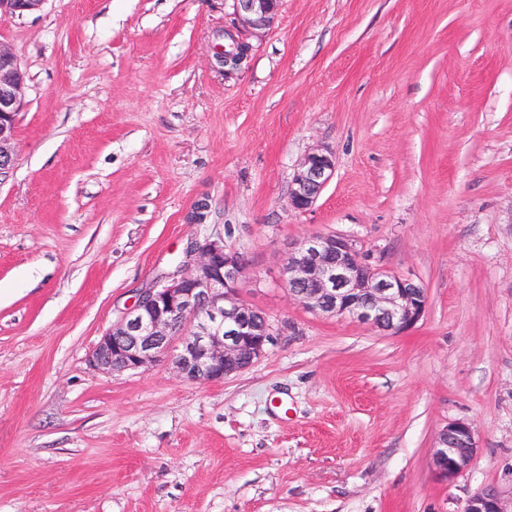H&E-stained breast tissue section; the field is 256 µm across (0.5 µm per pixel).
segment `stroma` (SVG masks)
<instances>
[{
  "mask_svg": "<svg viewBox=\"0 0 512 512\" xmlns=\"http://www.w3.org/2000/svg\"><path fill=\"white\" fill-rule=\"evenodd\" d=\"M230 0H45L0 20L26 74L0 178V512H512V0H283L246 66ZM336 171L289 205L312 149ZM207 199L205 223L187 214ZM342 233L427 291L399 335L288 298ZM211 236L286 324L221 383L107 374L95 344ZM477 452L451 482L448 423ZM224 47L220 56L224 73L232 70H237L248 59L251 51V45L240 39L239 36L232 30H224ZM477 450L472 426L464 421L448 423L438 434L432 450L431 465L435 476L449 482L468 468ZM464 512H507L494 488H486L474 494L467 502Z\"/></svg>",
  "mask_w": 512,
  "mask_h": 512,
  "instance_id": "1",
  "label": "stroma"
}]
</instances>
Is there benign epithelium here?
<instances>
[{"mask_svg":"<svg viewBox=\"0 0 512 512\" xmlns=\"http://www.w3.org/2000/svg\"><path fill=\"white\" fill-rule=\"evenodd\" d=\"M45 0H0V18L38 11ZM243 25L265 30L278 18L281 0H232ZM220 53L224 72L248 59L251 45L232 30L223 33ZM25 75L10 47L0 42V176L17 157L16 127ZM336 171L328 149L308 153L297 168L289 193L290 206L310 209ZM185 271L142 289L134 304L100 337L90 364L103 372L146 370L158 362L171 364L178 376L193 383L222 382L249 368L265 354L276 333L266 314L240 297L246 277L244 256L212 237L190 239ZM291 300L308 312L348 318L389 335L399 334L423 317L428 298L417 282L372 264L349 237L316 233L291 243L282 269ZM477 450L472 426L446 425L432 450L435 476L449 482L468 468ZM464 512H506L497 491L474 494Z\"/></svg>","mask_w":512,"mask_h":512,"instance_id":"1","label":"benign epithelium"}]
</instances>
